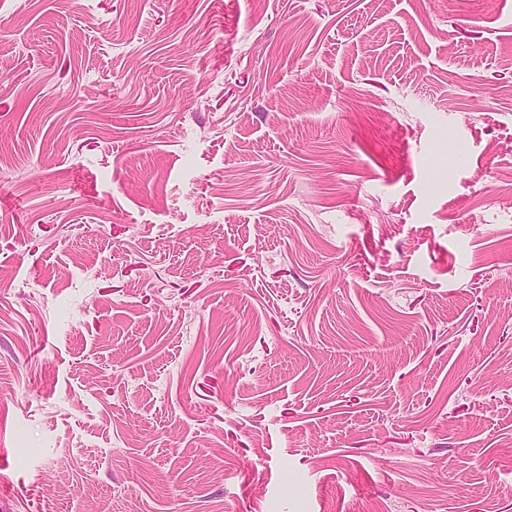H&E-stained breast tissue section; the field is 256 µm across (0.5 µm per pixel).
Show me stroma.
<instances>
[{
    "instance_id": "1",
    "label": "stroma",
    "mask_w": 512,
    "mask_h": 512,
    "mask_svg": "<svg viewBox=\"0 0 512 512\" xmlns=\"http://www.w3.org/2000/svg\"><path fill=\"white\" fill-rule=\"evenodd\" d=\"M512 0H0V512H507Z\"/></svg>"
}]
</instances>
